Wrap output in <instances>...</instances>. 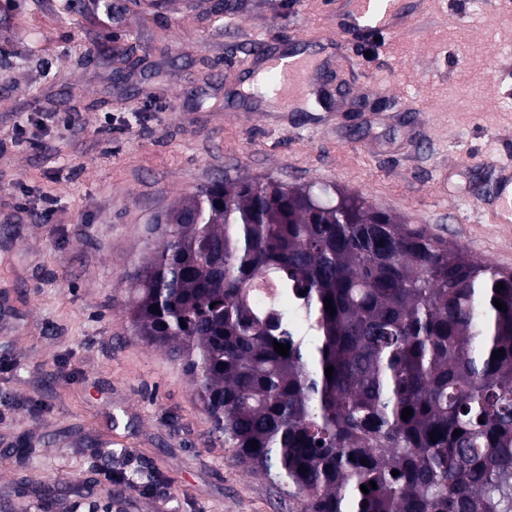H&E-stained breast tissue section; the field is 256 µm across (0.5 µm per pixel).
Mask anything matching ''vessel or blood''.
Returning a JSON list of instances; mask_svg holds the SVG:
<instances>
[{
    "label": "vessel or blood",
    "mask_w": 512,
    "mask_h": 512,
    "mask_svg": "<svg viewBox=\"0 0 512 512\" xmlns=\"http://www.w3.org/2000/svg\"><path fill=\"white\" fill-rule=\"evenodd\" d=\"M421 0H340L336 29L345 35L368 40L395 34L410 28L420 10ZM252 55L259 73L270 76L264 91L268 109H277L292 93L313 84L316 72L303 58L284 60L282 54L271 52L266 43H254ZM501 177L497 188L498 210L493 217L499 224L512 223V162L499 166Z\"/></svg>",
    "instance_id": "b4317fda"
}]
</instances>
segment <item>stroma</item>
<instances>
[{
  "mask_svg": "<svg viewBox=\"0 0 512 512\" xmlns=\"http://www.w3.org/2000/svg\"><path fill=\"white\" fill-rule=\"evenodd\" d=\"M0 0V494L7 512H290L211 434L182 366L136 336L145 226L211 181L329 183L512 270L478 190L512 157V8L425 0L337 51L334 0ZM324 54L319 112H269L251 46ZM50 209L51 219L37 213ZM125 450L155 482L107 479Z\"/></svg>",
  "mask_w": 512,
  "mask_h": 512,
  "instance_id": "1",
  "label": "stroma"
}]
</instances>
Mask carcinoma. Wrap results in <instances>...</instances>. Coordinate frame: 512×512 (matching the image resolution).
I'll return each instance as SVG.
<instances>
[{
    "instance_id": "obj_1",
    "label": "carcinoma",
    "mask_w": 512,
    "mask_h": 512,
    "mask_svg": "<svg viewBox=\"0 0 512 512\" xmlns=\"http://www.w3.org/2000/svg\"><path fill=\"white\" fill-rule=\"evenodd\" d=\"M166 217L125 272L132 327L240 466L298 512H512L511 270L327 183L226 178Z\"/></svg>"
}]
</instances>
